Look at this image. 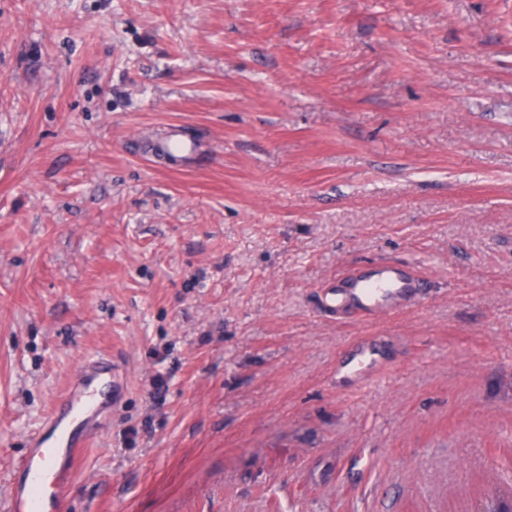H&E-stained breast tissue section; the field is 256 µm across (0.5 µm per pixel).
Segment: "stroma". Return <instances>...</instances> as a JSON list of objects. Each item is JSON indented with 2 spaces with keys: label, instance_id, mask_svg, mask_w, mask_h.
I'll return each instance as SVG.
<instances>
[{
  "label": "stroma",
  "instance_id": "1",
  "mask_svg": "<svg viewBox=\"0 0 512 512\" xmlns=\"http://www.w3.org/2000/svg\"><path fill=\"white\" fill-rule=\"evenodd\" d=\"M381 261L422 299L324 315ZM93 353L129 390L63 512L512 494V0H0V512ZM143 149L147 154L162 157L167 153H173L186 161L196 155L200 146L194 139L183 138L176 132L168 131L162 136L151 139Z\"/></svg>",
  "mask_w": 512,
  "mask_h": 512
}]
</instances>
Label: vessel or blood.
Wrapping results in <instances>:
<instances>
[{"instance_id":"vessel-or-blood-1","label":"vessel or blood","mask_w":512,"mask_h":512,"mask_svg":"<svg viewBox=\"0 0 512 512\" xmlns=\"http://www.w3.org/2000/svg\"><path fill=\"white\" fill-rule=\"evenodd\" d=\"M197 141L170 131L145 145L146 153L174 154L188 160ZM421 285L395 265H380L368 275H351L319 298L323 311L337 315L350 309L365 317L386 315L415 301ZM127 381L110 359L84 358L76 376L57 398L40 428L28 440V454L17 465L9 485L11 512H61L80 448L103 428L118 406Z\"/></svg>"}]
</instances>
